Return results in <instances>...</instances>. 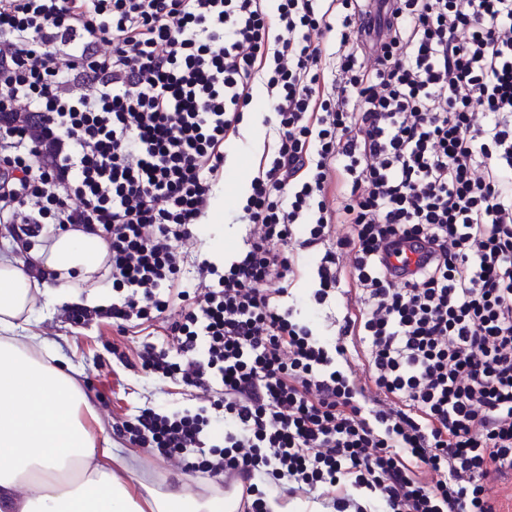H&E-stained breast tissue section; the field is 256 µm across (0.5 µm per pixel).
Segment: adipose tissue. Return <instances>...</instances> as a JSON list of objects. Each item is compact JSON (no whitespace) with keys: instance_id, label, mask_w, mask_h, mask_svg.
<instances>
[{"instance_id":"obj_1","label":"adipose tissue","mask_w":512,"mask_h":512,"mask_svg":"<svg viewBox=\"0 0 512 512\" xmlns=\"http://www.w3.org/2000/svg\"><path fill=\"white\" fill-rule=\"evenodd\" d=\"M30 256L54 279L32 278L23 261L0 255V512H233L234 502L220 495L135 493L110 440L84 423L87 401L74 377L36 337L18 334L39 294L90 308L111 303L107 294L79 298L70 283L71 274L97 271L102 240L66 232Z\"/></svg>"}]
</instances>
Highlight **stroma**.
<instances>
[{
    "label": "stroma",
    "mask_w": 512,
    "mask_h": 512,
    "mask_svg": "<svg viewBox=\"0 0 512 512\" xmlns=\"http://www.w3.org/2000/svg\"><path fill=\"white\" fill-rule=\"evenodd\" d=\"M269 102L263 86L254 89L253 110L244 118L243 133L226 143L224 171L219 175L210 203L217 213L216 224L197 226L195 236L184 248L198 259L223 256L232 261L242 250L246 226L240 217L246 204L250 182L261 158V148L271 146L274 133L264 125ZM319 256L313 251L300 252L296 277L284 297V304L297 312L301 323L326 341H334L338 322L353 306V296H336L317 304L313 293L318 286L316 274ZM180 300H173L162 316L118 328L106 322L77 325L65 321L64 308L52 295L37 296L30 315L29 330L46 339L61 366L72 368L91 409L85 421L97 437L109 438L112 452L129 466L132 483H142L158 490L186 488L193 494L209 497L223 494L225 487L213 480L185 472L176 462L166 460L154 448L130 444L124 426L139 407L176 412L204 406V394L187 395L178 379L146 371L139 358L144 342L175 351L167 327L181 310Z\"/></svg>",
    "instance_id": "35a3bbf8"
}]
</instances>
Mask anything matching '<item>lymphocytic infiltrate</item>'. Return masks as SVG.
<instances>
[{"label":"lymphocytic infiltrate","mask_w":512,"mask_h":512,"mask_svg":"<svg viewBox=\"0 0 512 512\" xmlns=\"http://www.w3.org/2000/svg\"><path fill=\"white\" fill-rule=\"evenodd\" d=\"M333 30L335 51L312 38ZM259 81L275 146L245 248L172 295ZM0 224L105 243L121 294L70 323L186 302L179 360L148 343L142 364L214 401L141 408L126 431L185 471L233 473L244 512H267L259 471L290 495L349 485L334 512H368L359 490L384 512H495L490 480L512 475V0H278L273 16L268 0H0ZM406 242L429 251L403 280L387 257ZM293 243L323 251L318 301H361L334 345L281 302ZM360 350L371 403L336 367ZM212 408L229 424L209 447Z\"/></svg>","instance_id":"1"}]
</instances>
